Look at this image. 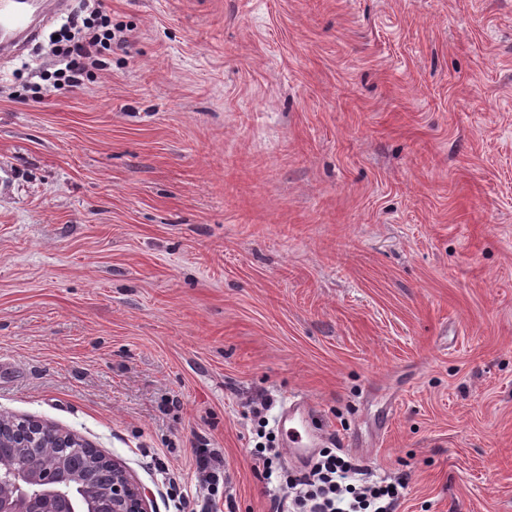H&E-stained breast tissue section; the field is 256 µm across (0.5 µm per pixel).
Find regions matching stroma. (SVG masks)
Instances as JSON below:
<instances>
[{
	"instance_id": "stroma-1",
	"label": "stroma",
	"mask_w": 512,
	"mask_h": 512,
	"mask_svg": "<svg viewBox=\"0 0 512 512\" xmlns=\"http://www.w3.org/2000/svg\"><path fill=\"white\" fill-rule=\"evenodd\" d=\"M108 5L81 89L67 13L0 58V412L275 512L301 395L396 512H512V0ZM80 13H86L79 22V15L66 27L60 37L53 40L52 53L56 57L57 78L54 84L45 89L53 91H73L80 88L82 79L96 70H103L107 62L106 53L112 54V44L126 42L123 36L112 32V19L104 11L101 0H81ZM192 448L195 493L191 496L183 495L176 480L168 479L169 489L174 491L170 494L178 500V506L175 505L177 512H198L195 506L199 500L203 502L200 512H220V504L224 505V454L215 448H200L196 445ZM220 484L222 490L219 493ZM265 450L267 454L263 455L260 459L262 461V467L259 463L254 470L256 477L260 481H267L266 483H269L268 481L271 480L272 475L274 473L284 472V468L281 465L282 452L280 448H265Z\"/></svg>"
}]
</instances>
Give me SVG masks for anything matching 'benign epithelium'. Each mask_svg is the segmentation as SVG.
Returning a JSON list of instances; mask_svg holds the SVG:
<instances>
[{"instance_id":"obj_1","label":"benign epithelium","mask_w":512,"mask_h":512,"mask_svg":"<svg viewBox=\"0 0 512 512\" xmlns=\"http://www.w3.org/2000/svg\"><path fill=\"white\" fill-rule=\"evenodd\" d=\"M57 449L30 464L46 444ZM0 512H153L126 467L71 432L0 414Z\"/></svg>"}]
</instances>
